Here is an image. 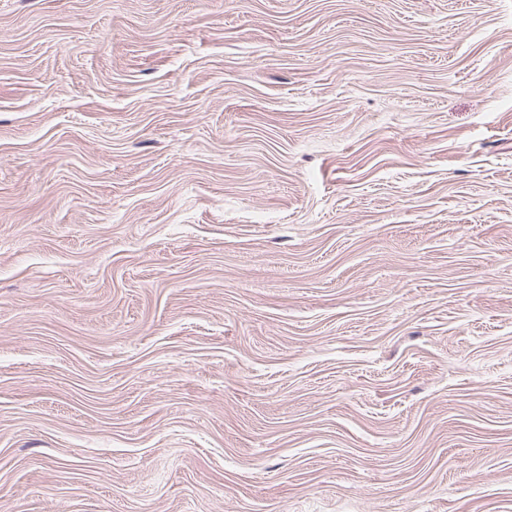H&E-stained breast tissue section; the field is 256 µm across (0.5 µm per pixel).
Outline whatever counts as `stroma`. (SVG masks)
I'll return each instance as SVG.
<instances>
[{
    "instance_id": "obj_1",
    "label": "stroma",
    "mask_w": 512,
    "mask_h": 512,
    "mask_svg": "<svg viewBox=\"0 0 512 512\" xmlns=\"http://www.w3.org/2000/svg\"><path fill=\"white\" fill-rule=\"evenodd\" d=\"M0 512H512V0H0Z\"/></svg>"
}]
</instances>
